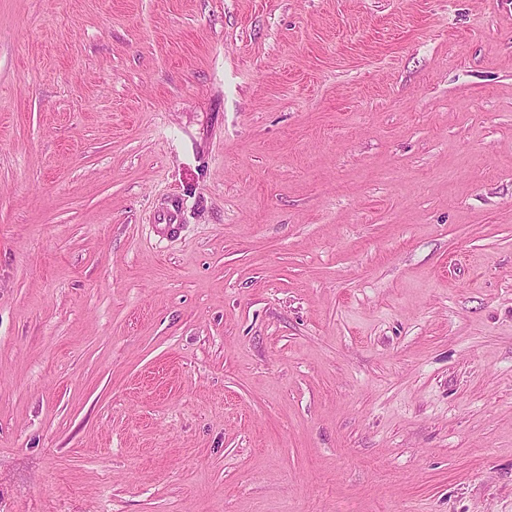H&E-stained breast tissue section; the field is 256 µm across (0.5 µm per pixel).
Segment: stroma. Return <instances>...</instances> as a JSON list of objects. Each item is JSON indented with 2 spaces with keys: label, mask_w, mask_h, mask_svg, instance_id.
I'll use <instances>...</instances> for the list:
<instances>
[{
  "label": "stroma",
  "mask_w": 512,
  "mask_h": 512,
  "mask_svg": "<svg viewBox=\"0 0 512 512\" xmlns=\"http://www.w3.org/2000/svg\"><path fill=\"white\" fill-rule=\"evenodd\" d=\"M0 512H512V0H0Z\"/></svg>",
  "instance_id": "1"
}]
</instances>
